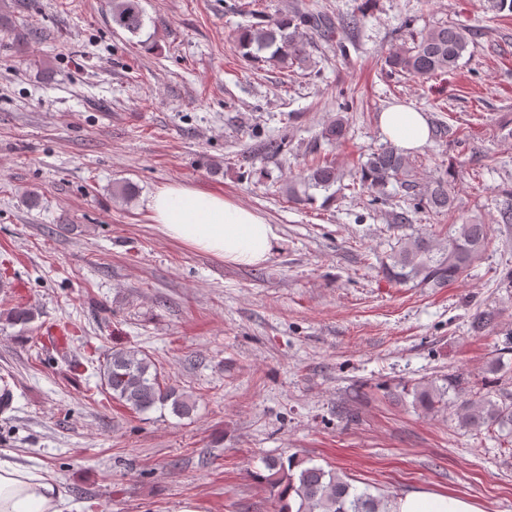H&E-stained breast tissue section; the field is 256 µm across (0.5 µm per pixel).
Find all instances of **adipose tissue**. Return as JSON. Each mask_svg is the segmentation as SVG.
Returning <instances> with one entry per match:
<instances>
[{"mask_svg": "<svg viewBox=\"0 0 512 512\" xmlns=\"http://www.w3.org/2000/svg\"><path fill=\"white\" fill-rule=\"evenodd\" d=\"M384 136L410 152L429 139L423 113L406 105L380 115ZM149 208L158 230L173 240L224 261L258 265L267 261L278 239L272 224L251 208L224 196L175 184L152 198ZM65 500L53 478L8 460H0V512H64ZM390 512H480L457 495L417 490L397 495Z\"/></svg>", "mask_w": 512, "mask_h": 512, "instance_id": "obj_1", "label": "adipose tissue"}]
</instances>
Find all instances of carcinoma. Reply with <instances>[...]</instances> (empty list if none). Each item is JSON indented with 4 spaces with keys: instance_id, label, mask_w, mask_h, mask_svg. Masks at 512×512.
I'll list each match as a JSON object with an SVG mask.
<instances>
[{
    "instance_id": "1",
    "label": "carcinoma",
    "mask_w": 512,
    "mask_h": 512,
    "mask_svg": "<svg viewBox=\"0 0 512 512\" xmlns=\"http://www.w3.org/2000/svg\"><path fill=\"white\" fill-rule=\"evenodd\" d=\"M140 0H112V24L132 35L144 26ZM364 18L351 14L334 22L310 11H290L271 20L250 25L237 37L241 56L254 63H268L290 68L293 62L309 57L307 45L314 37L330 38L335 26L359 29ZM415 20L408 19L404 28L412 45L397 47L385 57L391 75L412 79H429L457 68L473 32L462 24L442 23L414 30ZM416 162L388 143L358 158L349 171V183L343 184L336 162L325 156L314 157L310 164L288 180V200L315 201L314 192H329L340 185L353 196L364 194L375 204L390 197L388 186L397 184L407 208L389 215L392 224H410L413 217L425 214L430 218L451 216L455 204L454 187L448 175L438 173L426 184L415 178ZM490 228L475 219L467 220L448 233L443 244L423 236L410 239L384 265L386 275L399 282H416L423 288H443L465 276L479 259L488 243ZM155 365L141 351L113 350L106 354L100 368L101 378L112 399L136 413L157 406L171 405L172 413L185 417L196 408L191 396L173 385L159 380ZM414 405L432 412L454 405L465 427L482 426L505 439L512 438V405L499 404L491 392L474 393L468 382L457 378L445 387L432 383L413 388ZM267 474L260 479L269 488L277 503V512H389L388 502L368 491L357 492L336 471L289 456L271 457L264 462Z\"/></svg>"
}]
</instances>
